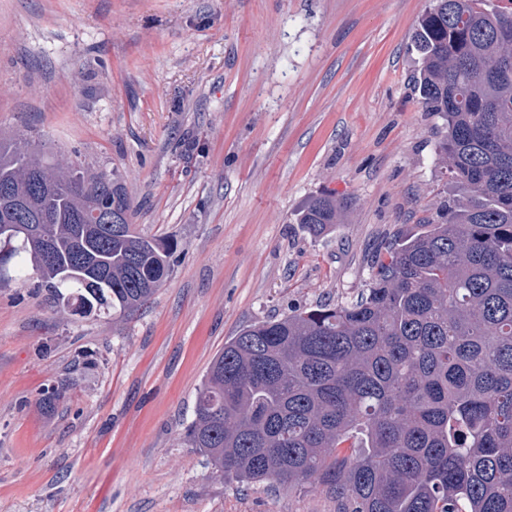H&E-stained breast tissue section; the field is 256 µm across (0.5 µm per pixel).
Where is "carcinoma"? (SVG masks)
Listing matches in <instances>:
<instances>
[{"mask_svg":"<svg viewBox=\"0 0 512 512\" xmlns=\"http://www.w3.org/2000/svg\"><path fill=\"white\" fill-rule=\"evenodd\" d=\"M424 111L442 121L447 215L393 246L358 298L250 325L213 360L190 447L248 485L307 483L338 512H512V0H432L413 35ZM0 139V187L51 226L0 240V278L32 262L82 317L131 312L178 251L131 224L116 178ZM109 211L112 225L78 224ZM335 198L298 216L321 235Z\"/></svg>","mask_w":512,"mask_h":512,"instance_id":"1","label":"carcinoma"}]
</instances>
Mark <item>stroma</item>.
Returning <instances> with one entry per match:
<instances>
[{
  "label": "stroma",
  "instance_id": "stroma-1",
  "mask_svg": "<svg viewBox=\"0 0 512 512\" xmlns=\"http://www.w3.org/2000/svg\"><path fill=\"white\" fill-rule=\"evenodd\" d=\"M431 0H0V138L124 183L179 243L126 315L0 281V512H337L188 447L197 392L245 326L350 301L448 196L412 35ZM335 196L338 224L296 215ZM67 397L47 408V388Z\"/></svg>",
  "mask_w": 512,
  "mask_h": 512
}]
</instances>
